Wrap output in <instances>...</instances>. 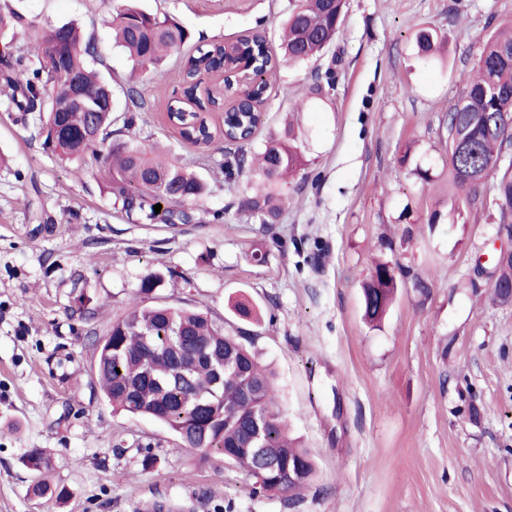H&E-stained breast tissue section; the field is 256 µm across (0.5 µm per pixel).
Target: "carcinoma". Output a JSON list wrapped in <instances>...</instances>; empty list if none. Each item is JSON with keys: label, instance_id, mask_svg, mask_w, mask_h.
<instances>
[{"label": "carcinoma", "instance_id": "1", "mask_svg": "<svg viewBox=\"0 0 512 512\" xmlns=\"http://www.w3.org/2000/svg\"><path fill=\"white\" fill-rule=\"evenodd\" d=\"M346 0H299L287 16L280 44L281 57L299 65L319 57L333 43L345 21ZM117 47L132 62V71L163 80L170 52L185 43L189 33L168 15L151 13L127 0L108 20ZM32 21L19 12L0 14V33L25 29ZM438 33L423 29L416 35L418 54H435ZM93 43L83 41L78 27L62 23L44 30L23 52L3 53L0 63V106L7 112L34 117L43 147L81 174L89 161L106 174V189L113 208L133 224H186L187 207L203 197L207 184L176 160L160 157L141 143L120 137L112 129L107 92L112 85L94 71ZM241 59L256 61L265 72L275 68L262 39H242L235 55H224V43L213 42L197 56H190L181 70L182 97L169 102L168 116L182 136L199 146L233 134L229 143L246 144L260 122L256 110H242L227 128L212 126L203 115L194 74L202 67L222 70ZM82 85L87 105L97 109V122L88 127L89 113L80 107L54 111L67 93L66 77ZM462 92L448 113V170L457 194L448 211L454 221L464 219L459 201L476 200L485 183L497 179L494 205L499 226H512V170L502 169L504 147L512 145V25L489 37L482 46L475 72L461 78ZM62 126L70 137L52 136ZM265 189L245 198L241 208L260 223L275 224L280 215L273 187L286 174L302 170L304 160L293 129L265 142L255 157ZM164 204L161 213L154 206ZM164 278L150 272L142 279L139 294L153 295ZM512 256L494 264L491 288L502 303L512 302ZM400 288V274L388 263H379L362 288L364 319L373 327L385 318ZM95 371L100 390L113 412L150 416L180 439L184 448L198 452L206 462L219 457L235 464L251 481L253 495L292 496L310 484L315 467L309 451L290 444L284 414L274 400L273 374L262 366L255 351L241 337L224 331L200 311L171 305H145L134 301L128 311L112 321L96 340ZM23 465L35 475L31 497L62 499L43 478L53 466L40 448L30 449Z\"/></svg>", "mask_w": 512, "mask_h": 512}]
</instances>
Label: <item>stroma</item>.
I'll return each instance as SVG.
<instances>
[{
	"label": "stroma",
	"instance_id": "stroma-1",
	"mask_svg": "<svg viewBox=\"0 0 512 512\" xmlns=\"http://www.w3.org/2000/svg\"><path fill=\"white\" fill-rule=\"evenodd\" d=\"M8 2L34 23L12 51L75 22L98 49L115 114L132 93L148 105L127 137L169 151L208 192L192 223H130L96 169L74 175L43 149L33 119L0 108V512H146L156 500L170 512L227 501L233 512H512V303L490 288L493 257L512 237L496 223L490 182L463 222L446 217L448 114L483 40L512 23V0H347L343 29L317 60L269 75L253 139L206 150L168 119L182 57L255 31L277 48L294 0H139L190 34L163 81L131 77L113 47L106 20L121 0ZM424 28L443 39L429 60L416 54ZM290 125L306 167L279 186L286 203L268 228L239 208L258 176L229 179L219 164L253 158ZM256 250L265 263L251 261ZM377 259L407 275L374 329L362 283ZM150 271L166 277L156 302L207 311L254 337L274 367L277 404L316 464L296 505L251 495L233 465L200 463L164 423L113 413L102 397L96 337ZM236 300L259 321L235 316ZM32 448L51 455L46 478L67 490L63 502L29 497L21 459Z\"/></svg>",
	"mask_w": 512,
	"mask_h": 512
}]
</instances>
